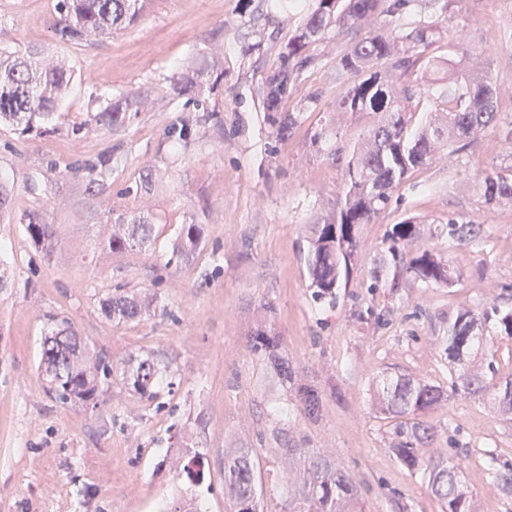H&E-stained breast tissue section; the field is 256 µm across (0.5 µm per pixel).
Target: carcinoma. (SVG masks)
<instances>
[{
  "label": "carcinoma",
  "mask_w": 512,
  "mask_h": 512,
  "mask_svg": "<svg viewBox=\"0 0 512 512\" xmlns=\"http://www.w3.org/2000/svg\"><path fill=\"white\" fill-rule=\"evenodd\" d=\"M149 0H57L61 19L56 38L64 45L79 44L88 38L110 37L138 20ZM464 0H309L300 26L288 40V52L276 71L261 88L264 119L279 138L289 136L301 113L281 110L282 100L298 74L318 64L317 46L330 29L349 36V45L340 55L338 68L349 80L336 98V111L371 118L358 139L349 146H336L333 161L343 173V186L336 206L318 216L310 225L304 264L317 300H337L342 279L349 278L357 256L363 225L370 224L392 201V193L409 171L423 165L436 151L448 150L452 159L467 149L472 138L490 128L505 126L504 139L512 143V120L504 122L497 112L499 88L490 64L478 69L463 67L452 57L429 55V49L447 31L448 13ZM71 70L45 68L33 56L0 51V123L7 122L21 135H43L57 130L52 123L57 101L67 89ZM134 103L108 104L95 112V124L118 128L136 113ZM112 168V155L101 154L81 166L88 188L100 182ZM487 202L512 204V168L487 172L477 186ZM106 211L103 247L112 252L145 249L152 242L153 227L143 216L112 218ZM448 235L460 243L482 234L472 220L448 217ZM26 231L38 246L52 244L56 230L34 216ZM419 233V222L407 218L387 235L390 245L380 272L390 271L400 278L407 273L426 283H452L450 268L424 251L407 257L405 246ZM201 240L200 226L181 227L173 254L192 253ZM151 294L129 295L117 290L101 304L104 315L118 322H131L155 309ZM494 321L502 336L512 338V311L489 314L470 311L458 315L442 338L448 356L459 357L458 349L469 354L475 346L480 326ZM252 350L271 364L284 382L293 380L288 361L279 353V340L261 327L252 336ZM40 372L47 392L66 403L93 404L101 387L112 384L113 367L96 353L89 340L63 322L41 344ZM165 369L146 356L122 371L121 382L128 389L154 397L153 388ZM494 361L487 369L469 370L451 380V391L470 397L487 395L504 415L512 414V377L494 381ZM304 412L313 417L320 412L321 397L311 385L298 387ZM447 401V393L406 375L389 379L379 403L388 413L404 419L400 433L409 441L391 449L409 471L428 476L433 494L443 512H477L473 495L459 480L453 459L427 458L421 446L434 437L432 427L412 420L415 415ZM181 474L197 485L203 479L200 453L186 451ZM224 496L233 512H264L261 490L249 449L240 448L224 463ZM357 492L341 470L308 456L302 488L292 496V512H357Z\"/></svg>",
  "instance_id": "obj_1"
}]
</instances>
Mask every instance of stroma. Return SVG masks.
I'll list each match as a JSON object with an SVG mask.
<instances>
[{
  "instance_id": "1",
  "label": "stroma",
  "mask_w": 512,
  "mask_h": 512,
  "mask_svg": "<svg viewBox=\"0 0 512 512\" xmlns=\"http://www.w3.org/2000/svg\"><path fill=\"white\" fill-rule=\"evenodd\" d=\"M288 2L150 0L137 23L112 37L64 47L55 38L57 0H0V49L35 48L72 71L57 133L22 136L0 125V176L12 187L0 211V512H170L181 503L227 512L224 458L232 448L249 449L266 512H288L303 469L281 463L279 448L309 449L345 471L358 512H441L427 479L393 456L398 420L380 412L377 387L408 374L446 388L490 358L499 377L512 375L510 337L487 336L460 362L441 342L460 313L512 309V206L474 190L485 172L512 165V144L494 128L458 158L443 150L412 171L389 209L364 225L336 304L315 300L303 249L309 224L335 205L342 171L313 135L335 126L346 145L365 121L336 111L348 38L333 30L317 48L319 63L300 73L281 104L302 115L292 135L277 138L265 121L258 89L300 21ZM507 29L512 0H465L448 22V41L433 48L487 58L506 118L512 44L488 39ZM143 91L150 104L126 126L91 121L100 103ZM181 122L186 137L168 136ZM105 152L112 171L98 193L86 192L68 164ZM108 206L147 217L151 247L101 248ZM32 214L55 228L52 245L30 239ZM452 215L481 224V238L461 244L441 233ZM409 216L421 226L408 255L426 250L447 262L452 285L409 279L372 288L387 232ZM190 223L202 225V241L173 260L180 227ZM117 289L156 295L154 313L107 319L101 302ZM52 316L114 366L154 357L167 369L156 398L117 380L92 406L49 397L38 364ZM264 318L293 382L275 377L251 348ZM301 384L321 396L317 417L303 412ZM423 420L434 428L425 454L455 457L478 512H512V496L492 473L493 461L512 460V419L459 393ZM189 449L207 463L196 486L175 465Z\"/></svg>"
}]
</instances>
